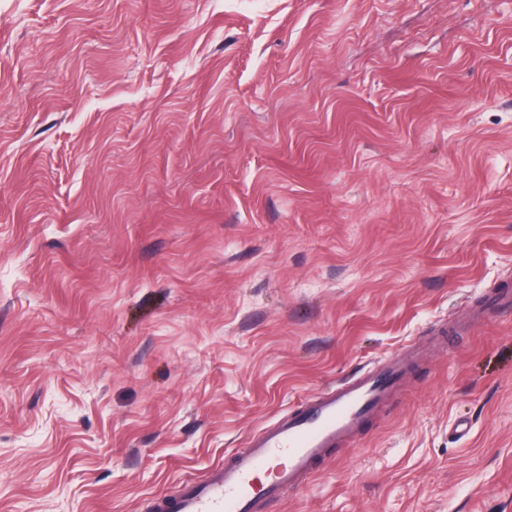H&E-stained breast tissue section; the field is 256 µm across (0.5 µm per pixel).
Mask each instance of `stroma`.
Segmentation results:
<instances>
[{
	"label": "stroma",
	"instance_id": "obj_1",
	"mask_svg": "<svg viewBox=\"0 0 512 512\" xmlns=\"http://www.w3.org/2000/svg\"><path fill=\"white\" fill-rule=\"evenodd\" d=\"M502 288L512 0H0V512H151L415 343L259 512H512V311L445 331Z\"/></svg>",
	"mask_w": 512,
	"mask_h": 512
}]
</instances>
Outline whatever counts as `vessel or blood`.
Here are the masks:
<instances>
[{"label":"vessel or blood","instance_id":"obj_1","mask_svg":"<svg viewBox=\"0 0 512 512\" xmlns=\"http://www.w3.org/2000/svg\"><path fill=\"white\" fill-rule=\"evenodd\" d=\"M512 308L502 290L464 318L465 325ZM425 355L412 348L402 359L370 366L307 399L296 410L256 430L202 480L183 482L178 493L159 497L157 512H256L261 503L299 487L328 449L348 444L365 420L380 415L402 389L410 364Z\"/></svg>","mask_w":512,"mask_h":512}]
</instances>
